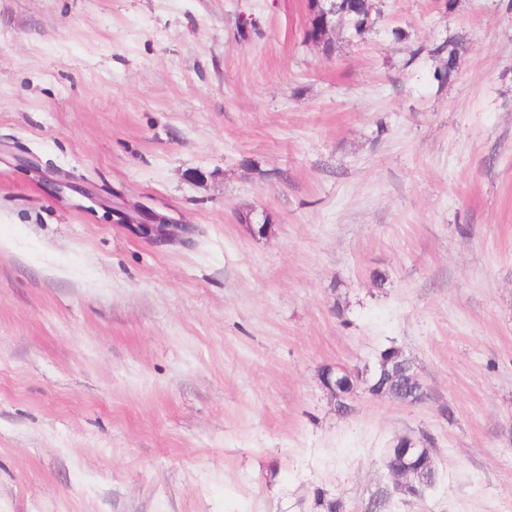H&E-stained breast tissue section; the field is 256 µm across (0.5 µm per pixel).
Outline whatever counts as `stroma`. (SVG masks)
Masks as SVG:
<instances>
[{"label": "stroma", "mask_w": 512, "mask_h": 512, "mask_svg": "<svg viewBox=\"0 0 512 512\" xmlns=\"http://www.w3.org/2000/svg\"><path fill=\"white\" fill-rule=\"evenodd\" d=\"M309 3L0 0V512H512V0ZM309 7L311 20L304 39L325 50L330 46L328 35L334 28L361 36L382 13L380 0H310ZM449 44L448 41H444L442 43L437 44L434 46L430 51L433 55H440L444 52L448 53V63L447 66L444 67L443 70L439 72H436L434 74V77L436 80L439 81V83H445L448 81V78H450L451 74L454 72L456 63L460 57V52L462 49L461 47H458L457 43H453L452 48L448 49ZM135 230L158 243H167L173 239H184L192 233L189 224H140L134 223Z\"/></svg>", "instance_id": "1"}]
</instances>
